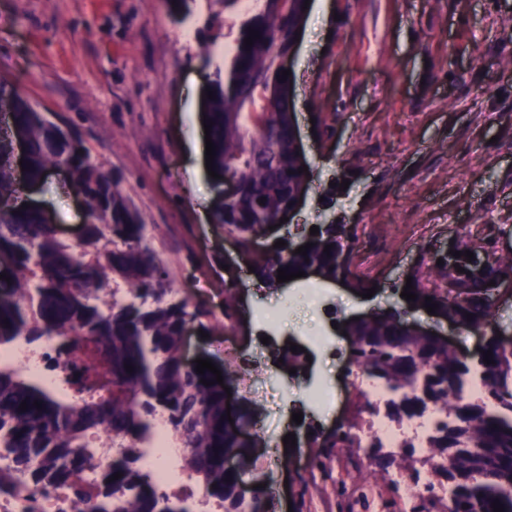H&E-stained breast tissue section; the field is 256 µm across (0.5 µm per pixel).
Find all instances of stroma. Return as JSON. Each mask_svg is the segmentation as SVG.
<instances>
[{"label":"stroma","instance_id":"1","mask_svg":"<svg viewBox=\"0 0 512 512\" xmlns=\"http://www.w3.org/2000/svg\"><path fill=\"white\" fill-rule=\"evenodd\" d=\"M245 5L191 0L176 21L166 0H0V80L44 112L73 120L85 146L121 187L149 246L166 265L173 297L208 309L204 332L185 343L188 358L227 369L238 394L256 403L257 459L273 490L271 512H403L407 486L392 490L355 448H333L323 468L306 465L310 434L337 422L368 437L370 416L357 393L338 412L314 409L321 377L358 382L348 358L278 370L290 345L336 325L401 304L395 285L426 245L441 246L469 225L462 243L512 253V0H321L309 7L291 62L299 137L310 190L282 227L295 245L319 224L363 229L353 253L376 292L309 275L278 290L240 275L238 320L224 323L222 265L234 249L210 222L214 180L205 166L202 91L236 44ZM196 188L198 203L187 199ZM63 238L76 239L84 208L63 171H47L36 195ZM278 315L274 344L260 340L254 314ZM288 386L302 422L281 417L277 389ZM294 434L297 447L285 448ZM291 467H269V452ZM295 496L287 498L285 486Z\"/></svg>","mask_w":512,"mask_h":512}]
</instances>
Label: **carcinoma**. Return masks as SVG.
<instances>
[{
	"mask_svg": "<svg viewBox=\"0 0 512 512\" xmlns=\"http://www.w3.org/2000/svg\"><path fill=\"white\" fill-rule=\"evenodd\" d=\"M302 9L303 0H265L263 10L243 21L226 75L208 83L213 98L202 96L216 147L213 170L239 183L238 195L226 201L216 181L212 223L246 251L266 237L280 211L309 191L288 129L293 76L283 77L278 66ZM251 30L260 38L247 46ZM13 128L25 136L28 182L38 184L47 168L64 164L71 184L86 195L80 238L64 239L38 212L11 205L22 191L14 175ZM146 230L120 182L101 170L70 120L40 111L0 83V259L12 273L11 290L0 294V347L55 336L83 355L81 365L54 384L0 361V497L55 489L68 492L71 512H193V492L165 489L141 465L161 412L186 448L183 470L202 483L205 499L224 512H269L266 489L252 499L235 493L244 474H254L256 485L263 475L249 445L224 427L222 385L212 372L198 374L183 362L184 329L207 312L167 300V271L148 246ZM358 240L355 225L324 224L309 238L307 255L271 248L255 259L254 275L268 288L278 287L279 268L290 273L315 266L322 278L336 279L342 274L338 255ZM479 250L486 256L481 274L463 255L465 272H450L437 264L436 249H424L409 273L417 295L412 306L348 327L354 337L349 357L398 393L386 403L389 419L430 408L442 415L428 442L437 458L433 480L424 483L421 470H408L419 488L412 512H436L442 503L437 490L444 486L452 512H493L495 501L512 512V351L495 342L487 286L491 277L512 280V255L486 245ZM428 297L449 322L486 336L493 363L482 353L461 357L403 330L408 313L422 309ZM235 313L236 285L230 283L224 285V319ZM477 368L482 393L473 397L467 387ZM311 445L312 464L321 466L324 449L359 448L361 438L343 425L334 437L311 436ZM365 452L382 472L396 462L375 436ZM231 454L242 462L237 473L224 470V456Z\"/></svg>",
	"mask_w": 512,
	"mask_h": 512,
	"instance_id": "1",
	"label": "carcinoma"
}]
</instances>
